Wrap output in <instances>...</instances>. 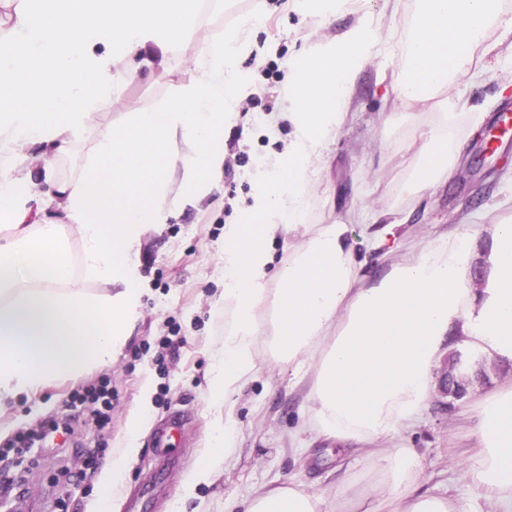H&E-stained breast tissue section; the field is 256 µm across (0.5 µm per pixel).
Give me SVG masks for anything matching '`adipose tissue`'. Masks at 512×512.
I'll list each match as a JSON object with an SVG mask.
<instances>
[{
  "mask_svg": "<svg viewBox=\"0 0 512 512\" xmlns=\"http://www.w3.org/2000/svg\"><path fill=\"white\" fill-rule=\"evenodd\" d=\"M265 0L224 35L198 44L194 77L161 106L136 109L97 135L79 173L52 180L60 221L28 223L34 174L69 152L91 116L111 107L125 75L162 69L200 17L199 0H16L0 32V416L20 395L78 381L107 366L125 345L140 305L132 258L144 231L177 210L208 201L224 173L225 130L236 121L252 75L240 63ZM512 34L500 0H416L399 50L406 69L394 86L407 102L425 96ZM378 24L364 16L338 36L305 47L288 87L292 141L255 174L258 190L224 227V338L210 351L207 448L182 476L172 512L199 485L228 470L238 442L236 406L264 360L292 371L312 367L310 423L321 434L373 442L412 421L428 398L438 353L459 332L491 358L512 360V223L493 225L485 288H465L474 237L425 248L410 263L364 283L344 220L323 225L275 259L268 242L301 225L319 183L325 150L344 120L358 73L375 56ZM447 127L433 130L414 179L394 185L416 195L452 171ZM80 236L72 263L61 226ZM100 284L97 292L89 284ZM463 466L493 512H512V387L488 394ZM375 498L330 503L299 482L263 486L225 512H458L451 497L424 490L412 448L368 451Z\"/></svg>",
  "mask_w": 512,
  "mask_h": 512,
  "instance_id": "1",
  "label": "adipose tissue"
}]
</instances>
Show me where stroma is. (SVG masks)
<instances>
[{
	"label": "stroma",
	"mask_w": 512,
	"mask_h": 512,
	"mask_svg": "<svg viewBox=\"0 0 512 512\" xmlns=\"http://www.w3.org/2000/svg\"><path fill=\"white\" fill-rule=\"evenodd\" d=\"M263 22L253 37L258 44L273 45L268 63L254 65L253 91L236 125L225 138L230 154L224 177L211 204L186 209L160 230H147L134 257L141 288V305L134 328L110 366L91 371L84 383L107 377L115 400L112 421L99 427L84 406H73L70 394L76 385L57 383L36 398L19 397L12 410L0 417V452L10 448L17 435L40 431L55 419L69 418L72 431L59 449L35 444L8 462L23 481L26 493L11 504L13 512H98L101 501L99 474L83 479H62L61 469L77 471L84 449H100L101 460L118 455L129 444L128 418L141 406L149 415L139 438V453L131 463L120 495L112 500V512H127L129 499H137V512H166L184 473L206 445L210 417L206 382L212 345L224 336V311L209 298L223 286L216 266L223 250L224 226L235 222L253 202L255 185L250 175L258 164L283 153L291 134L290 122H282L276 135H268L263 118L270 112L287 111L289 69L301 50L323 31L292 4L266 0ZM253 0H233L223 10L206 8L198 28L169 57L166 68L141 73L126 83L123 98L94 114L89 132L78 136L70 154L53 165L57 178L74 175L95 145V132L120 123L131 108H151L171 98L189 82L190 67L199 42L234 26L248 13ZM415 0H356L331 26L341 33L359 13L379 20L380 53L357 76L344 122L326 150L323 186L310 194L304 223L288 240L274 239L275 255L297 249L321 225L344 218L354 226L355 247L368 259V273L379 276L394 264L418 256L429 244L452 239L463 227L476 230L468 264L466 285L480 290L486 285L490 233L493 224L512 215V204L503 193L512 183V138L489 147V131L504 104H512V65H499L475 78L460 73L421 104L409 105L388 92L381 72H401L404 60L397 50L408 32ZM510 84L501 92L502 84ZM459 101L455 114L445 115L443 104ZM447 123L463 146L450 178L441 180L416 197L394 195L396 182L412 179L421 160L430 130ZM405 215L406 223L395 230V242L375 247L378 227L375 214ZM175 334L183 345L167 362V374H159L153 352L144 345L156 337ZM462 359L466 372L485 371V382L475 384L466 397L446 402L438 386H431L425 407L416 420L376 440L379 448H413L423 463L425 487L445 493L461 512H483L482 500L470 486L457 461L475 447L474 422L479 400L492 389L512 383V361L486 357L478 348L454 337L440 351L434 371L442 373L453 359ZM311 371L300 374L266 365L258 380L247 385L238 405L239 452L231 467L214 483L197 487L187 512H225L228 499L239 498L254 488L291 480L332 496L344 477H352L354 491L375 494L376 476L360 453H348L341 439L326 437L308 426L306 394ZM183 425L173 457L155 451V431L169 416Z\"/></svg>",
	"instance_id": "obj_1"
}]
</instances>
